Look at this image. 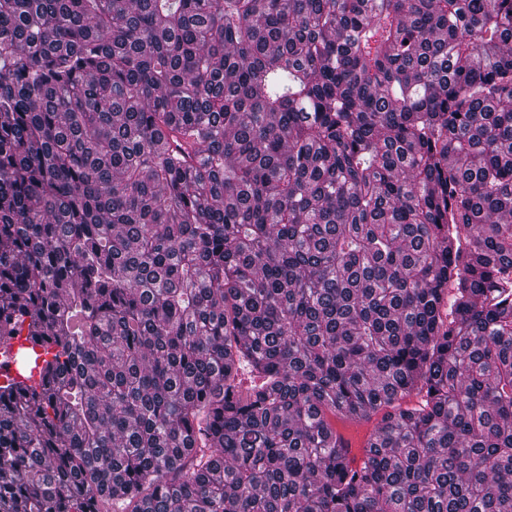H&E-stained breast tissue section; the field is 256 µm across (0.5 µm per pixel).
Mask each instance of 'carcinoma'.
<instances>
[{"label": "carcinoma", "instance_id": "obj_1", "mask_svg": "<svg viewBox=\"0 0 512 512\" xmlns=\"http://www.w3.org/2000/svg\"><path fill=\"white\" fill-rule=\"evenodd\" d=\"M24 331L0 512H512V0H0ZM337 433L343 435L345 440L349 441L348 444V457L353 460L352 466H357L360 464L362 460V450L365 444V436L369 432V427L367 425H362L360 427H346L341 423L336 424ZM357 430V431H355Z\"/></svg>", "mask_w": 512, "mask_h": 512}]
</instances>
